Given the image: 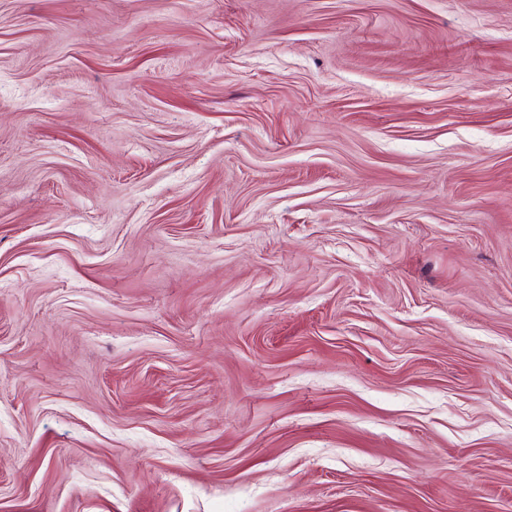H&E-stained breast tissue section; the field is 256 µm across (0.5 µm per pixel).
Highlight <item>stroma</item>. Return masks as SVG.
<instances>
[{
    "label": "stroma",
    "instance_id": "1",
    "mask_svg": "<svg viewBox=\"0 0 512 512\" xmlns=\"http://www.w3.org/2000/svg\"><path fill=\"white\" fill-rule=\"evenodd\" d=\"M0 512H512V0H0Z\"/></svg>",
    "mask_w": 512,
    "mask_h": 512
}]
</instances>
